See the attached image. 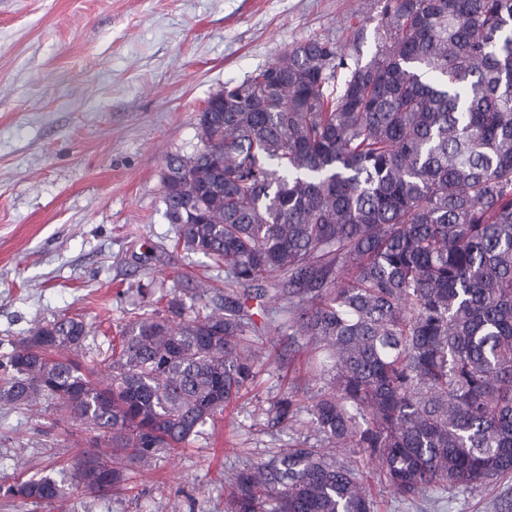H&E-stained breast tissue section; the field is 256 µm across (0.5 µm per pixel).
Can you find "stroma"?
Here are the masks:
<instances>
[{
    "label": "stroma",
    "mask_w": 512,
    "mask_h": 512,
    "mask_svg": "<svg viewBox=\"0 0 512 512\" xmlns=\"http://www.w3.org/2000/svg\"><path fill=\"white\" fill-rule=\"evenodd\" d=\"M378 12L377 0H0V352L66 315L90 325L92 356L148 306L190 301L203 280L223 287L165 216L166 156L192 152L195 116L224 85ZM278 340L223 415L155 470L106 497L0 496V512H224L225 479L301 432L265 420L308 356L302 339ZM89 437L67 418L0 409V484L70 467ZM371 491L374 512H495L512 479L412 503Z\"/></svg>",
    "instance_id": "1"
}]
</instances>
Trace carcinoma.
I'll list each match as a JSON object with an SVG mask.
<instances>
[{"label":"carcinoma","mask_w":512,"mask_h":512,"mask_svg":"<svg viewBox=\"0 0 512 512\" xmlns=\"http://www.w3.org/2000/svg\"><path fill=\"white\" fill-rule=\"evenodd\" d=\"M376 51L311 37L198 113L209 148L170 154L165 215L224 291L124 324L97 362L83 320L35 325L0 354V407L85 425L71 478L0 493L107 496L199 436L276 348L285 317L304 378L265 415L311 434L234 473L224 512H373L363 469L402 500L512 475V0H381Z\"/></svg>","instance_id":"obj_1"}]
</instances>
